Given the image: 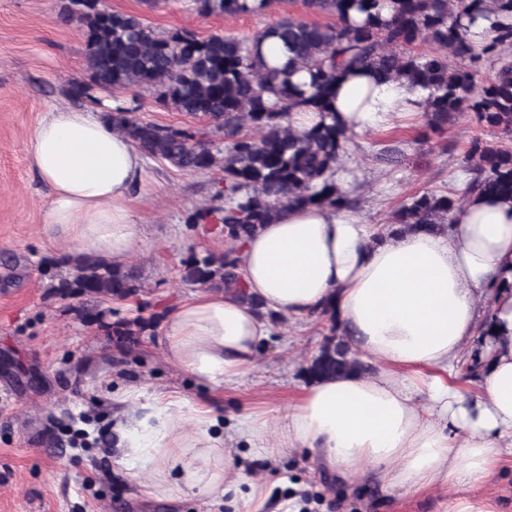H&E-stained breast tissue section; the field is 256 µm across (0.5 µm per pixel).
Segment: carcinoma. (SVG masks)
<instances>
[{
  "instance_id": "obj_1",
  "label": "carcinoma",
  "mask_w": 512,
  "mask_h": 512,
  "mask_svg": "<svg viewBox=\"0 0 512 512\" xmlns=\"http://www.w3.org/2000/svg\"><path fill=\"white\" fill-rule=\"evenodd\" d=\"M70 3L67 19L83 32L87 71L85 80L72 85L73 94L94 101L98 90H145L159 103L213 122L208 132L146 123L135 115L137 108L120 103L110 112L113 128L145 155L187 172L224 173V188L215 193L224 205L199 207L187 223L223 225L229 247L222 253H189L181 261V277L233 291L257 312L261 303L246 291L234 244L275 223L285 208H354L335 179L350 137L336 122H326L337 72L369 68L381 80L404 78L428 91L424 112L435 131L469 110L492 134L512 135V0H305L310 10L336 22L285 18L248 44L220 34L199 38L188 30L160 34L137 16L113 12L105 0ZM189 8L201 18L251 12L247 0H190ZM480 17L492 20V36L476 45L468 30ZM269 37L288 55L285 64L266 61L262 43ZM418 42L432 50L416 51ZM452 57L468 61V67L452 63ZM484 61L496 66V74L477 93L473 70ZM300 71L308 72L303 83L294 81ZM306 110L321 120L305 130L292 128L289 114ZM212 132L222 135L221 144L211 140ZM470 156L474 163L467 167L462 194L412 197L393 213L395 231H430L449 223L467 194L512 200V150L475 140ZM59 266L65 271L52 288L104 298H128L142 288L130 272L96 256L65 258ZM321 315L331 323L329 335L303 368L306 377L368 371L337 335L332 308ZM143 330L139 317L112 323V335L121 343Z\"/></svg>"
}]
</instances>
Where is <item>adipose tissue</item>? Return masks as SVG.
<instances>
[{"label":"adipose tissue","instance_id":"ef3b65f1","mask_svg":"<svg viewBox=\"0 0 512 512\" xmlns=\"http://www.w3.org/2000/svg\"><path fill=\"white\" fill-rule=\"evenodd\" d=\"M334 88L331 110L351 134L423 110V91L367 70L337 73ZM28 158L52 189L44 223L115 264L137 251L128 202L144 161L127 138L93 112L57 108L36 127ZM238 249L261 312L221 291L181 301L164 321L166 361L203 386L236 385L272 336L271 315L297 320L330 304L371 366L312 382L276 424L238 415L233 430L257 454L300 448L342 478L371 471L389 488L481 484L512 455V200L471 195L430 233H394L349 210L291 208ZM486 326L496 340L467 391L458 366ZM124 400L132 415L119 462L148 465L150 498L197 492L261 512L266 485L231 475L210 402L189 403L176 390L146 399L136 388Z\"/></svg>","mask_w":512,"mask_h":512}]
</instances>
